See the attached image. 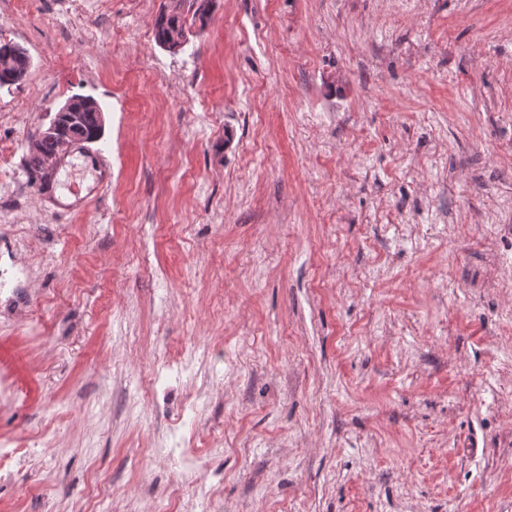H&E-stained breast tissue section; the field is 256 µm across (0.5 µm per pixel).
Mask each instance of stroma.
Segmentation results:
<instances>
[{
  "label": "stroma",
  "mask_w": 512,
  "mask_h": 512,
  "mask_svg": "<svg viewBox=\"0 0 512 512\" xmlns=\"http://www.w3.org/2000/svg\"><path fill=\"white\" fill-rule=\"evenodd\" d=\"M176 4L0 0V512H150L194 440L217 512H512V0H215L171 52ZM181 37L186 38L185 18L178 13H161L154 25L156 43L161 47L172 50L168 45L171 42H176ZM22 48L12 42L0 41V87L4 85H12L22 80L29 68L25 67L22 56ZM22 75L20 79H16L17 75ZM7 76L12 79V83H5L2 77ZM97 107L98 104L93 98L67 99L54 113L49 127V132L62 143L45 136L43 131L40 130L30 146L27 161L29 169L34 172L46 169L45 164L49 163L53 155L61 151V144L66 146L70 142L69 140L72 139L70 128L77 113L87 108ZM76 124V137L72 141L95 142L100 139V132L97 133L99 129L98 112L92 110L81 112Z\"/></svg>",
  "instance_id": "35a3bbf8"
}]
</instances>
